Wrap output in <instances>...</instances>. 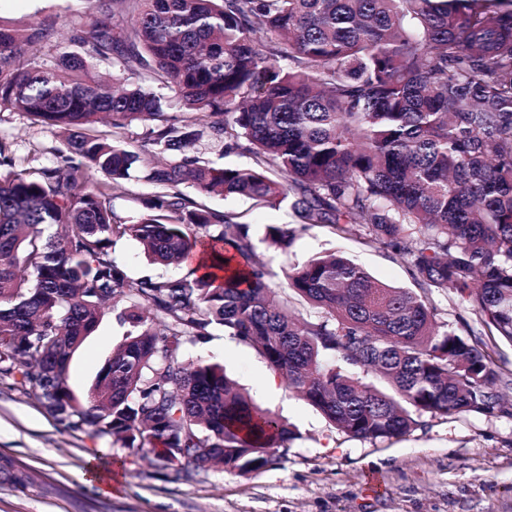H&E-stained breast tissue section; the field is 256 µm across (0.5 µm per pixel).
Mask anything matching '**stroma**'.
Wrapping results in <instances>:
<instances>
[{"instance_id":"35a3bbf8","label":"stroma","mask_w":512,"mask_h":512,"mask_svg":"<svg viewBox=\"0 0 512 512\" xmlns=\"http://www.w3.org/2000/svg\"><path fill=\"white\" fill-rule=\"evenodd\" d=\"M80 8L79 0H0V19L22 25L36 16L64 33ZM0 143L21 170L56 166L64 137L58 129L30 124L24 114L0 112ZM156 191L143 176L133 177L116 191L113 210L133 220ZM205 203L250 224L271 283L313 255L339 250L381 281L414 291L421 286L405 258L337 237L320 224L309 226L287 252L267 248V225L297 223L290 202L257 208L245 198L212 196ZM112 251L132 277L188 271L184 265L151 264L130 237L116 241ZM123 333L112 314L104 313L70 361L68 383L75 393L88 389ZM184 355L223 364L256 404L298 428L301 436L286 459L249 474L213 468L166 476L150 464L147 451L61 430L36 397L1 381L0 512H512V417L430 418L403 439L374 444L330 426L274 378L261 355L222 328H213L208 341L188 346ZM98 456L111 484L106 491L86 477ZM13 472L28 475V482L14 484Z\"/></svg>"}]
</instances>
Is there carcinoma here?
<instances>
[{"label":"carcinoma","instance_id":"1","mask_svg":"<svg viewBox=\"0 0 512 512\" xmlns=\"http://www.w3.org/2000/svg\"><path fill=\"white\" fill-rule=\"evenodd\" d=\"M0 112L66 134L52 168L16 171L0 145V380L64 430L176 474L278 464L296 428L183 355L214 326L352 439L404 437L425 414L512 416L491 356L512 345V0H101L62 38L0 21ZM103 119L110 133L91 130ZM139 124L148 148L116 145ZM205 133L255 165H209ZM137 170L160 191L128 223L112 198ZM186 188L289 199L301 223L267 226L268 247L322 224L407 257L424 288L340 252L273 285L249 225ZM126 236L207 272L130 278L112 257ZM433 289L480 329L451 330ZM106 308L125 332L78 397L68 361Z\"/></svg>","mask_w":512,"mask_h":512}]
</instances>
